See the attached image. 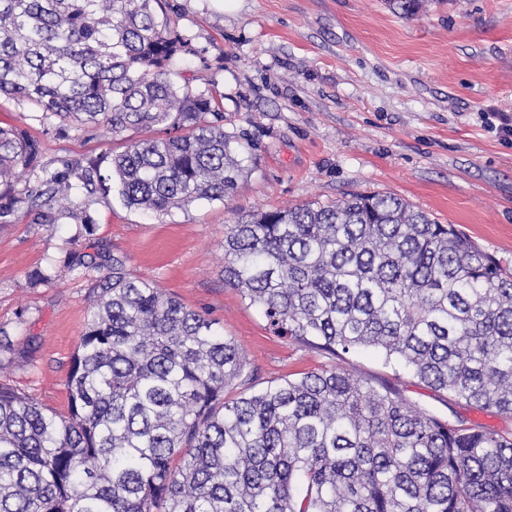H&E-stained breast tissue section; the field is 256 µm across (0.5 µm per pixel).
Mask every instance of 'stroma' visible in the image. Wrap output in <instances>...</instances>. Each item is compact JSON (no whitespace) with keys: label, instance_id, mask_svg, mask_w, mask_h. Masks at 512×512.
Returning <instances> with one entry per match:
<instances>
[{"label":"stroma","instance_id":"stroma-1","mask_svg":"<svg viewBox=\"0 0 512 512\" xmlns=\"http://www.w3.org/2000/svg\"><path fill=\"white\" fill-rule=\"evenodd\" d=\"M188 41L174 80L222 101L225 131L250 149L229 202L169 215L96 199L104 252L232 337L257 371L255 388L320 368L395 390L451 422L512 433V417L431 389L383 353L332 355L280 337L223 280L224 231L236 213L331 204L356 192L391 194L454 224L512 270V140L487 112L512 116V0H420L408 18L388 0H167ZM0 126L26 129L43 159L110 163L143 134L59 129L23 102L0 98ZM73 218L0 224V380L57 411L90 314V283L66 267ZM51 268L50 283L27 274Z\"/></svg>","mask_w":512,"mask_h":512}]
</instances>
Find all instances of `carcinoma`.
I'll list each match as a JSON object with an SVG mask.
<instances>
[{"label": "carcinoma", "instance_id": "carcinoma-1", "mask_svg": "<svg viewBox=\"0 0 512 512\" xmlns=\"http://www.w3.org/2000/svg\"><path fill=\"white\" fill-rule=\"evenodd\" d=\"M162 0H0V96L60 125L160 130L97 163L49 168L0 127V224L21 209L79 223L92 199L158 216L226 202L243 172L220 105L171 80L186 50ZM35 187L16 190L20 177ZM94 311L67 413L0 382V512H512V438L413 408L391 387L318 369L253 390L238 344L127 270L74 250ZM224 285L279 336L385 351L420 381L512 416V273L401 198L237 215ZM241 386L227 400L225 389Z\"/></svg>", "mask_w": 512, "mask_h": 512}]
</instances>
